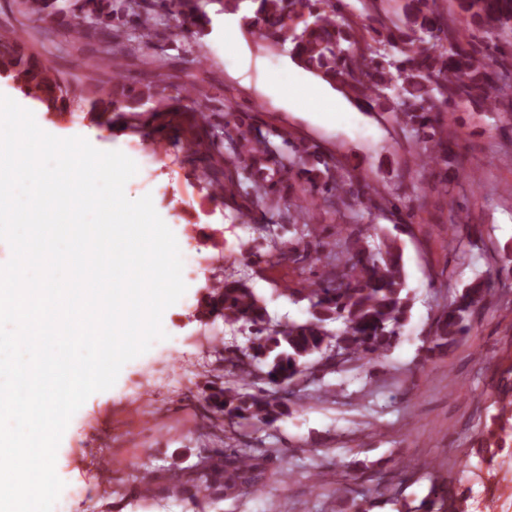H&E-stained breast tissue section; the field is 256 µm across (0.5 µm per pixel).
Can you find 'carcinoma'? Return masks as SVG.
Returning a JSON list of instances; mask_svg holds the SVG:
<instances>
[{
  "label": "carcinoma",
  "instance_id": "cac0c4a2",
  "mask_svg": "<svg viewBox=\"0 0 512 512\" xmlns=\"http://www.w3.org/2000/svg\"><path fill=\"white\" fill-rule=\"evenodd\" d=\"M249 7L242 16V28L258 35L267 46L288 54L292 61L322 82L345 94L366 112L386 113L421 142L432 144L425 152L436 166L451 168L456 157L445 135V112L460 101L490 111L512 104V83H503L496 58L482 52L479 43L499 33L512 34V0H456L467 22V38L460 29L448 25L439 13L437 0H404L401 13L388 23L381 17L378 0H367L366 22L346 16L344 0H97L95 11L86 8L89 0H68L67 27H75L78 40H96L103 56L145 53L168 26L179 22L181 33L196 38L205 35L211 18L204 10L216 5V13L236 11L243 2ZM24 14L54 32L50 0H20ZM47 64L25 52L16 39L0 38V72L13 76L26 93L55 106L75 95L76 88L59 77L43 79ZM186 84H176L161 73L135 85L129 80H98L91 85L92 109L105 124L112 125V113L123 112L133 121H147L143 107L157 112L170 100L183 98ZM209 97L195 98V111L205 119L214 115L230 125L234 110L212 115ZM196 152L216 156L228 174L206 175L210 188L224 185L232 192L233 175L248 178L264 190L263 207L296 214L308 235L316 237L315 214L352 199L359 205L384 210L396 208L389 196L365 194L351 176L336 175L338 163L315 144L283 141V147L268 148L267 137L253 133L239 122L232 138V152L224 155V143L215 138L199 140ZM294 179L302 186L303 204L295 206L281 195L272 194L277 185ZM348 259L336 266L333 276L315 288H301L289 296L308 300L310 317L268 328L270 318L263 301L242 281H224V290L214 296L209 314L226 323H240L253 335L251 352L231 360L238 377L247 385L256 384V369L265 367L264 386L253 393L240 394L210 387L204 401L211 414L270 426L283 415L288 399L281 390L292 388L314 373V366L333 368L336 359H320L330 346L344 356L342 363L357 358L371 360L389 351L400 338L411 298L403 254L397 241L383 237L372 253L358 236L344 240ZM488 283H472L458 294L436 322L429 354L447 351L468 330L471 314L483 305ZM199 465L206 480L196 485L205 498L222 482L224 489L256 486L261 475L258 458L244 451L219 461L206 456Z\"/></svg>",
  "mask_w": 512,
  "mask_h": 512
}]
</instances>
